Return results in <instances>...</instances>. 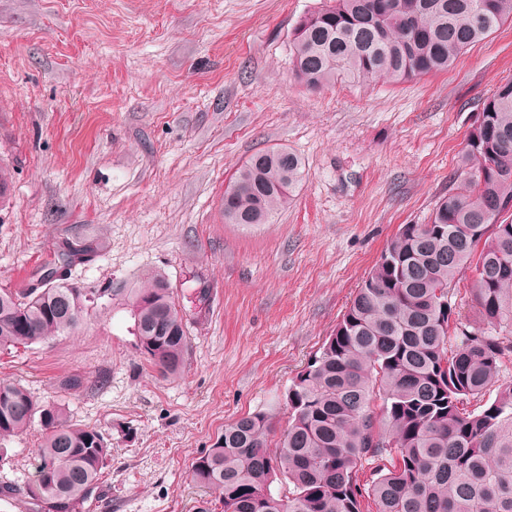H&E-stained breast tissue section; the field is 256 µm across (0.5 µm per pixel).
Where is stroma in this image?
Returning a JSON list of instances; mask_svg holds the SVG:
<instances>
[{"mask_svg":"<svg viewBox=\"0 0 512 512\" xmlns=\"http://www.w3.org/2000/svg\"><path fill=\"white\" fill-rule=\"evenodd\" d=\"M320 0H0V288L23 286L63 243L96 244L87 292L163 274L184 312L183 373L160 376L127 301L72 335L0 351V381L112 452L77 512H222L191 465L225 424L288 427V390L333 333L400 225L445 196L486 96L512 78V22L448 70L312 91L290 46ZM271 147L305 166L265 224L225 223L236 169ZM82 376L73 391L66 381ZM40 425L0 442V512L25 492Z\"/></svg>","mask_w":512,"mask_h":512,"instance_id":"1","label":"stroma"}]
</instances>
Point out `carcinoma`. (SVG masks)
Listing matches in <instances>:
<instances>
[{
    "instance_id": "carcinoma-1",
    "label": "carcinoma",
    "mask_w": 512,
    "mask_h": 512,
    "mask_svg": "<svg viewBox=\"0 0 512 512\" xmlns=\"http://www.w3.org/2000/svg\"><path fill=\"white\" fill-rule=\"evenodd\" d=\"M485 21L477 22V12ZM512 21V0H321L294 29L291 64L312 90L338 80L401 81L450 67L469 46ZM304 176L299 155L271 148L236 171L222 199L229 224H265ZM512 78L482 104L461 172L427 223L404 224L356 290L335 331L288 391L279 452L271 418L225 425L191 465L224 512H512ZM87 244L58 251L22 289H0V349L81 328L97 303L68 281ZM471 276H466V273ZM470 279L473 318L448 295ZM134 334L164 377L179 375L190 346L183 311L159 275L128 291ZM497 387L482 410L466 409ZM39 422L31 496L47 512H73L100 478L111 448L66 410L0 382V438ZM377 478L358 480L363 462ZM281 472L287 498L271 490Z\"/></svg>"
}]
</instances>
